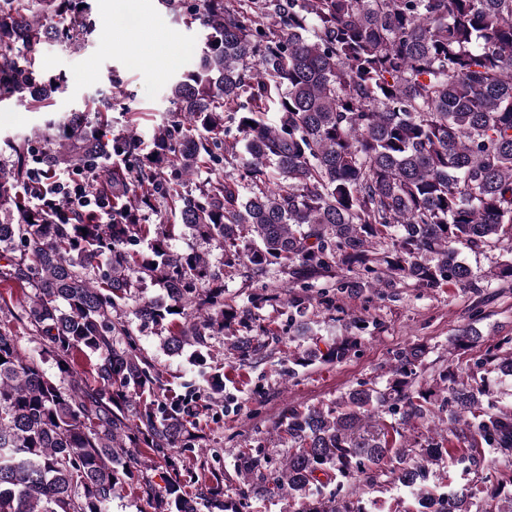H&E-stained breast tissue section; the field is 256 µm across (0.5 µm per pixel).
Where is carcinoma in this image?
Masks as SVG:
<instances>
[{
    "mask_svg": "<svg viewBox=\"0 0 512 512\" xmlns=\"http://www.w3.org/2000/svg\"><path fill=\"white\" fill-rule=\"evenodd\" d=\"M205 31L194 70L170 86L176 120L150 150L136 134L107 140L105 116L82 112L49 127L56 147L33 161L30 139L3 140L0 281L26 290L0 296V512H108L137 482L155 512H244L252 494L282 493L300 512H363L362 485L409 490L405 512H512V478L435 495L426 472L447 459L479 471L486 451L512 457V403L487 374L512 378V338L466 367L427 372L423 350L397 351L381 389L352 388L321 407L290 408L274 430L294 446L280 465L262 442L240 452L235 495L211 465L216 449L188 428L189 395L171 394L137 347L127 312L162 335L170 355L194 348L202 366L213 341L247 358L266 342L250 334L251 311L224 300V277H265L273 266L291 287L274 299L300 332L312 282L340 267L337 293L410 280L423 288L482 286L457 261L512 241V0H161ZM85 0H0V94L20 91L33 109L60 86L36 83L50 42L80 50L93 32ZM278 123L264 116L270 107ZM238 138L228 142L229 125ZM112 165H106L107 161ZM233 172L186 191V179ZM48 189L59 170L88 175L86 191L112 185V223L65 200L33 203L32 170ZM178 212L179 226L224 252L214 266L170 245L174 224H146L143 211ZM166 290L142 301L137 285ZM39 343L47 372L20 338ZM474 326L454 340L479 342ZM359 337L306 349L288 378L317 362L340 363ZM95 362L80 374L79 355ZM209 398L224 378L202 370ZM417 422L447 413L446 427L416 445L379 416ZM195 455L176 459L172 449ZM164 461V486L141 471L142 450Z\"/></svg>",
    "mask_w": 512,
    "mask_h": 512,
    "instance_id": "carcinoma-1",
    "label": "carcinoma"
}]
</instances>
